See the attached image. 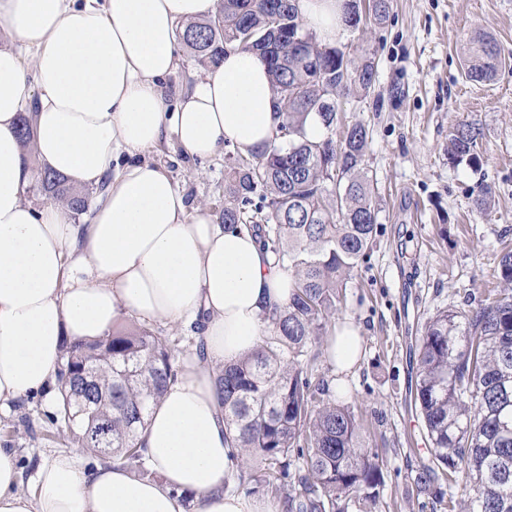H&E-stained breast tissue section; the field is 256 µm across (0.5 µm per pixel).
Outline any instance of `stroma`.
<instances>
[{"instance_id":"1","label":"stroma","mask_w":512,"mask_h":512,"mask_svg":"<svg viewBox=\"0 0 512 512\" xmlns=\"http://www.w3.org/2000/svg\"><path fill=\"white\" fill-rule=\"evenodd\" d=\"M483 34L503 60L493 80L476 83L464 59ZM336 45L376 68L372 89L351 91L341 104L344 121L369 133L365 163L379 224L336 314L360 328L364 348L344 401L379 455L384 483L371 512H437L433 492L416 483L429 460L408 445L417 339L439 312L477 307L512 244V0H389L382 20L345 28ZM463 123L480 130L479 165L448 151ZM145 157L168 169L189 202L215 216L223 210V155L193 161L165 142ZM481 186L491 200L483 211L472 195ZM0 446L15 449L28 476L43 454L77 449L39 395L0 416Z\"/></svg>"}]
</instances>
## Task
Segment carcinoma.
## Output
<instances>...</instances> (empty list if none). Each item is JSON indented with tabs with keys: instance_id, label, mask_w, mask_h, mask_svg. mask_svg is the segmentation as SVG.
Here are the masks:
<instances>
[{
	"instance_id": "cac0c4a2",
	"label": "carcinoma",
	"mask_w": 512,
	"mask_h": 512,
	"mask_svg": "<svg viewBox=\"0 0 512 512\" xmlns=\"http://www.w3.org/2000/svg\"><path fill=\"white\" fill-rule=\"evenodd\" d=\"M178 40L207 67L230 50L259 57L283 113L270 144L224 166L220 223L258 232L296 279L288 304L272 312L273 335L217 375L224 423L243 463L238 480L266 488L285 512L374 504L382 484L377 455L359 418L316 376L314 350L378 233L367 130L353 124L336 137L339 97L353 86L371 88L374 64L356 66L342 50L321 44L304 27L296 0H219L213 15L186 25ZM501 62L498 43L483 35L466 59V77L490 81ZM310 116L323 126L318 139L306 134ZM478 136L469 124L457 127L452 155L479 164ZM42 182L53 200L86 210L90 194L54 172ZM498 279L502 287L478 308L438 313L419 340L414 406L437 462L420 483L440 477L462 489L469 512H512V250L500 257ZM178 342L141 328L65 348L59 415L79 448L161 479L139 435L176 374ZM74 361L90 382L73 373Z\"/></svg>"
}]
</instances>
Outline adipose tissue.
<instances>
[{"label":"adipose tissue","instance_id":"ef3b65f1","mask_svg":"<svg viewBox=\"0 0 512 512\" xmlns=\"http://www.w3.org/2000/svg\"><path fill=\"white\" fill-rule=\"evenodd\" d=\"M218 0H0V415L48 390L67 344L101 338L125 315L200 322L199 338L153 407L142 435L162 481L120 466H86L53 452L24 478L0 447V512H281L279 502L225 490L235 461L216 391L219 369L253 352L267 311L295 286L255 232L217 224L192 205L148 150L174 142L207 159L232 143L248 155L278 123L266 66L228 51L169 101L177 31ZM326 44L344 28L345 0H297ZM30 112V153L17 138ZM49 169L99 189L88 222L59 203L27 196ZM332 386L362 357L345 321L328 336Z\"/></svg>","mask_w":512,"mask_h":512}]
</instances>
